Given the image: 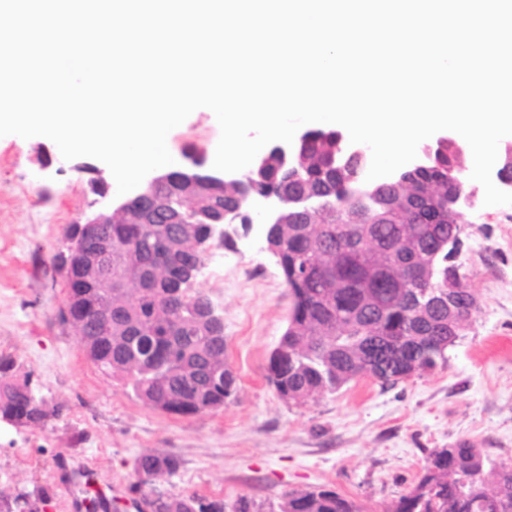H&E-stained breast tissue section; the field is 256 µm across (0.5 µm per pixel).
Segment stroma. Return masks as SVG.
<instances>
[{
	"mask_svg": "<svg viewBox=\"0 0 512 512\" xmlns=\"http://www.w3.org/2000/svg\"><path fill=\"white\" fill-rule=\"evenodd\" d=\"M219 138L217 121L200 108L167 146L179 162L192 154L210 163ZM85 163L64 160L45 137H0V354L13 355L46 399L64 407L44 430L0 422V487L43 486L51 496L45 512H79L72 481L80 466L124 512H136L133 462L161 450L180 462L165 485L171 492L229 504L325 486L381 508L410 490L431 449L468 439L512 462V211L479 202L462 212L457 261L480 306L445 365L386 389L359 380L305 406L282 400L265 377L291 297L264 241L237 229L222 270L202 273L196 286L224 313L239 392L219 410L182 417L145 406L102 374L59 316V256L94 199L96 175Z\"/></svg>",
	"mask_w": 512,
	"mask_h": 512,
	"instance_id": "35a3bbf8",
	"label": "stroma"
}]
</instances>
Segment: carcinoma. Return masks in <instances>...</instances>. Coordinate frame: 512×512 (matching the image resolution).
<instances>
[{"mask_svg": "<svg viewBox=\"0 0 512 512\" xmlns=\"http://www.w3.org/2000/svg\"><path fill=\"white\" fill-rule=\"evenodd\" d=\"M312 147L292 174L267 153L261 174L252 176L257 189L277 188L288 179L314 189L331 179L329 157L340 152V132L310 130ZM465 149L457 142L434 148L426 169L385 187L398 201L385 212L377 200L367 204L336 197V214L317 216L314 226L282 224L275 233L283 281L291 296L288 323L267 365V379L279 397L299 405L340 390L353 380L372 376L385 389L414 373L418 376L447 362L446 351L461 336L448 330V315L418 317L405 296L448 290V273L460 249L448 247V236L460 212L448 208V193L467 190L463 172ZM240 195L236 186H178L174 206L189 224H134L112 216V288H76L66 268V301L75 317L86 320L80 335L86 356L106 376L131 387L146 406L166 414L195 416L223 407L238 394V376L227 358L224 329L205 309L212 300L194 287L205 268L199 244L209 237V217L218 206H230ZM153 248L163 264L168 252L194 259L195 277L175 288H137L134 280ZM430 266L434 276L422 280L417 271ZM459 319L470 321L478 294L458 277ZM107 334L97 325L107 316ZM52 405L21 372L17 360L0 355V422L16 429L45 428L59 417ZM179 468V461L160 451L136 457L130 491L142 496L151 512H262L242 495L231 508L224 500L198 493L158 489ZM47 488H1L0 512H43ZM270 512H375L367 502L325 487L290 491ZM383 512H512V464L498 461L474 442L459 440L432 449L417 482Z\"/></svg>", "mask_w": 512, "mask_h": 512, "instance_id": "obj_1", "label": "carcinoma"}]
</instances>
